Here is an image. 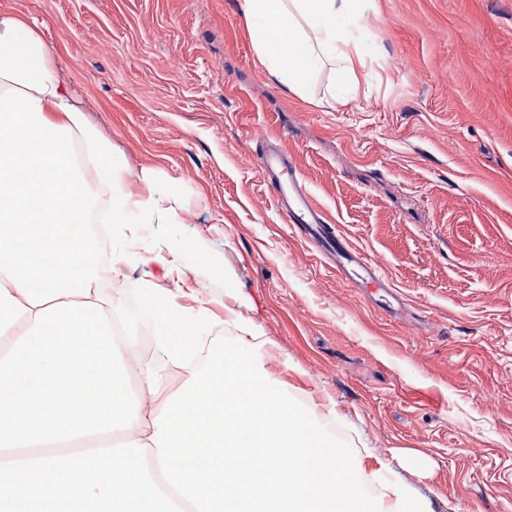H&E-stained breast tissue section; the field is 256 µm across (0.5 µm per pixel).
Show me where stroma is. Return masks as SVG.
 <instances>
[{
  "label": "stroma",
  "mask_w": 512,
  "mask_h": 512,
  "mask_svg": "<svg viewBox=\"0 0 512 512\" xmlns=\"http://www.w3.org/2000/svg\"><path fill=\"white\" fill-rule=\"evenodd\" d=\"M46 25L88 119L129 174L153 169L172 224L122 238L101 292L207 310L213 349L254 335L263 365L327 438L361 456L369 494L421 512H512V0H369L373 55L327 100L261 65L239 0H14ZM290 155L333 226L389 280L370 294L278 211L256 163ZM176 195H168L169 185ZM177 247L181 270L155 254Z\"/></svg>",
  "instance_id": "stroma-1"
}]
</instances>
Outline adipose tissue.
<instances>
[{
    "label": "adipose tissue",
    "mask_w": 512,
    "mask_h": 512,
    "mask_svg": "<svg viewBox=\"0 0 512 512\" xmlns=\"http://www.w3.org/2000/svg\"><path fill=\"white\" fill-rule=\"evenodd\" d=\"M367 0H240L270 72L297 97L335 64L338 90L357 82L373 50L362 33ZM141 195L112 143L87 118L47 49L44 32L0 0V347L14 345L37 311L100 302V282L123 262L97 257L85 230L101 224H166L153 175ZM159 359L185 367L188 388L160 396L161 377L140 369L139 420L109 450L45 445L35 465L0 477V512H383L368 497L361 462L327 440L291 404L245 345L201 353L206 311L186 314L169 292L147 291Z\"/></svg>",
    "instance_id": "obj_1"
}]
</instances>
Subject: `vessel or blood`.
Segmentation results:
<instances>
[{
  "label": "vessel or blood",
  "mask_w": 512,
  "mask_h": 512,
  "mask_svg": "<svg viewBox=\"0 0 512 512\" xmlns=\"http://www.w3.org/2000/svg\"><path fill=\"white\" fill-rule=\"evenodd\" d=\"M257 163L264 181L271 185L277 207L287 223L301 229L322 254L332 257L338 273L355 268L359 283L381 290L388 282L381 269L343 236L335 233L322 209L313 199L292 160L282 151H259Z\"/></svg>",
  "instance_id": "vessel-or-blood-1"
}]
</instances>
